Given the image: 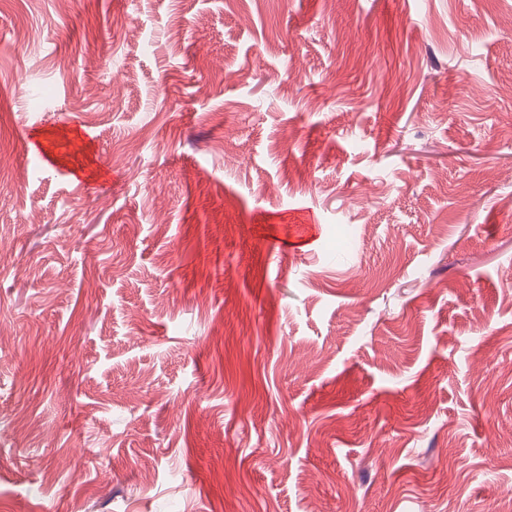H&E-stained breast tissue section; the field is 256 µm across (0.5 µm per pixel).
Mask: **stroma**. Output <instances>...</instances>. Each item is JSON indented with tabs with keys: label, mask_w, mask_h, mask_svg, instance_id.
Instances as JSON below:
<instances>
[{
	"label": "stroma",
	"mask_w": 512,
	"mask_h": 512,
	"mask_svg": "<svg viewBox=\"0 0 512 512\" xmlns=\"http://www.w3.org/2000/svg\"><path fill=\"white\" fill-rule=\"evenodd\" d=\"M511 76L512 0H0V512H512Z\"/></svg>",
	"instance_id": "1"
}]
</instances>
